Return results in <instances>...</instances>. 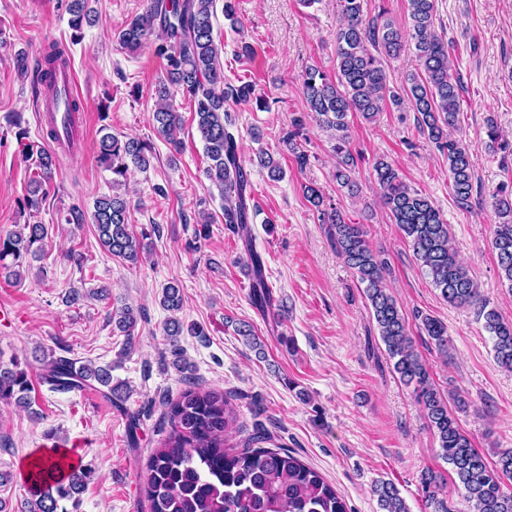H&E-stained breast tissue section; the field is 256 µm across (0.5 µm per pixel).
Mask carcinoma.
Listing matches in <instances>:
<instances>
[{
  "label": "carcinoma",
  "instance_id": "obj_1",
  "mask_svg": "<svg viewBox=\"0 0 512 512\" xmlns=\"http://www.w3.org/2000/svg\"><path fill=\"white\" fill-rule=\"evenodd\" d=\"M219 1L224 17L236 22L232 0H152L150 8L124 26L117 38L123 46L136 50L151 35H157L154 52L166 61V81L155 91L157 108L153 118L157 131L179 148L181 119L171 90L194 104L197 134L210 160L205 177L224 201L225 226L244 235L251 219L250 184L229 108L248 103L255 89L249 82L234 85L224 78L221 48L213 36ZM338 2L343 23L336 32L335 78L312 66L302 80L309 117L329 131L335 141L336 185L351 196L358 193L353 176L356 158L349 149L348 114L372 121L386 105L399 108L406 98L416 113L419 132L448 162L455 202L468 207L476 183L475 159L470 146L451 135V129L459 123L463 85L459 75L452 72L448 41L435 29L436 0H408L406 35L421 70L404 78L397 89L389 86L382 60L399 56L406 35L389 21L380 25L366 19L364 0ZM83 3L73 0L69 6L73 43L80 39L84 24L90 22ZM69 63L66 47L57 42L42 52L37 73L43 98L57 90V76ZM485 133L489 151L501 155L503 161L512 157V142L501 137L492 114L485 119ZM98 146L99 160L112 171V194L95 200L91 221L106 252L135 264L145 249L147 233L138 237L131 231L128 203L117 187L127 179L130 167L149 166L151 146L136 137L112 133L104 134ZM26 149L35 157L40 175L31 180L33 188L25 206L37 212L47 197L45 183L56 166V157L29 143ZM252 163L273 180L283 176L280 163L266 151L259 152ZM373 172L383 205L432 285L449 304L475 309L476 318L484 321L493 340L496 362L512 371V322L504 320L482 297L470 270L457 257L449 224L440 210L429 197L410 189L390 161L377 159ZM491 207L498 217L492 248L502 280L512 288V187H502ZM320 218L328 226L336 252L364 285L393 370L404 385L413 388L437 440L439 456L450 466L471 512H512V494L504 491L505 482L512 481V450L499 452L497 460L490 463L460 427L456 412L466 410L468 402L458 393L445 395L433 382L428 365L415 350L405 313L384 283L387 262L371 249L364 225L347 222L338 208L320 212ZM47 237L48 229L37 223L25 224L21 230L0 237V267H5L8 258L19 267L28 257H38L33 246L43 244ZM245 268L253 303L262 309L273 306L272 289L260 257L250 253ZM160 303L170 312L180 311L183 296L179 285H164ZM415 319L430 343L441 352L448 350V327L444 322L423 313ZM112 322L127 336L124 351L131 350L136 309L122 304L113 310ZM41 364L42 381L51 389L99 391L126 415L129 436L136 435L139 417L126 407L131 390L125 382H112V366L79 365L53 352L43 356ZM0 401L32 410L28 373L16 361L9 366L0 364ZM168 417L170 430L139 475L150 512H348L345 500L317 470L281 446L268 447L272 437L266 432L256 431L241 448L228 445L225 435L237 413L224 393L189 388L168 403ZM92 475L90 466L69 465L63 454L35 461L24 474L26 495L21 512H67L60 502L70 500L78 506ZM420 484L430 512H451L447 501L440 497L434 471L421 472ZM373 493L380 512H410L394 483L380 481Z\"/></svg>",
  "mask_w": 512,
  "mask_h": 512
}]
</instances>
